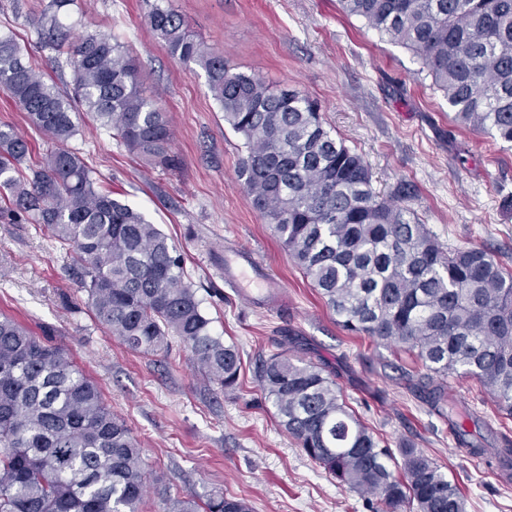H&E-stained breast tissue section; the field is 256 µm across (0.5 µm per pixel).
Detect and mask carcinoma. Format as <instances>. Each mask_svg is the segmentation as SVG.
<instances>
[{
  "instance_id": "obj_1",
  "label": "carcinoma",
  "mask_w": 512,
  "mask_h": 512,
  "mask_svg": "<svg viewBox=\"0 0 512 512\" xmlns=\"http://www.w3.org/2000/svg\"><path fill=\"white\" fill-rule=\"evenodd\" d=\"M52 0L42 37L73 73L45 80L10 35L0 36V91L52 143L32 160L26 138L0 124V220L25 222L74 252L78 288L97 321L129 350L164 353L176 337L197 369L237 389L239 348L211 334L176 246L141 212L102 190L68 148L91 114L147 163L175 170L167 113L141 89L127 48L97 31L71 37ZM341 11L413 53L443 92L453 121L512 147V0H339ZM148 20L169 54L207 78L240 134L237 176L295 265L345 330L411 354L413 387L442 413L448 378L478 382L512 416V273L479 247L445 251L425 225L373 189L362 156L336 139L317 103L272 89L224 61L164 4ZM279 423L319 467L375 496L377 512H464L458 488L411 443L381 444L342 398L334 375L282 354L258 370ZM138 440L102 390L58 345L0 315V512H143ZM164 512H250L214 493L199 505L169 498Z\"/></svg>"
}]
</instances>
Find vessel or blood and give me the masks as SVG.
Segmentation results:
<instances>
[{"label": "vessel or blood", "instance_id": "obj_1", "mask_svg": "<svg viewBox=\"0 0 512 512\" xmlns=\"http://www.w3.org/2000/svg\"><path fill=\"white\" fill-rule=\"evenodd\" d=\"M224 278L249 301H262L276 309L284 303V295L275 278L255 258L239 251H225Z\"/></svg>", "mask_w": 512, "mask_h": 512}]
</instances>
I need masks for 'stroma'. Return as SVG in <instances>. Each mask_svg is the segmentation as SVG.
I'll use <instances>...</instances> for the list:
<instances>
[{"label": "stroma", "instance_id": "stroma-1", "mask_svg": "<svg viewBox=\"0 0 512 512\" xmlns=\"http://www.w3.org/2000/svg\"><path fill=\"white\" fill-rule=\"evenodd\" d=\"M51 0H0V34L25 46L34 63L68 87L40 42ZM192 32L231 65L274 86L316 100L333 136L361 154L377 193L403 182L402 204L443 247L487 249L512 272V150L490 135L455 128L442 92L410 51L387 42L338 0H169ZM146 0H75L63 20L72 34L98 31L135 56L148 95L166 112L168 172L146 164L112 133L83 115L69 141L101 188L144 213L185 257L213 335L236 344L239 389L225 394L172 340L168 352L134 353L93 318L72 280V255L31 224L0 223V313L35 336L64 346L103 389L113 413L139 440L148 465L144 512L169 498L206 499L221 492L251 512H373V496L339 485L280 425L257 381L271 354L325 367L347 404L390 448L408 440L457 484L465 512H512V467L497 455L512 439L505 419L465 377L448 391L478 420L472 439L484 453H461L448 419L409 389L412 363L392 347L343 331L269 224L251 206L237 177L243 139L224 122L204 72L172 58L147 23ZM251 252L282 285L277 313L251 304L224 282V251Z\"/></svg>", "mask_w": 512, "mask_h": 512}]
</instances>
